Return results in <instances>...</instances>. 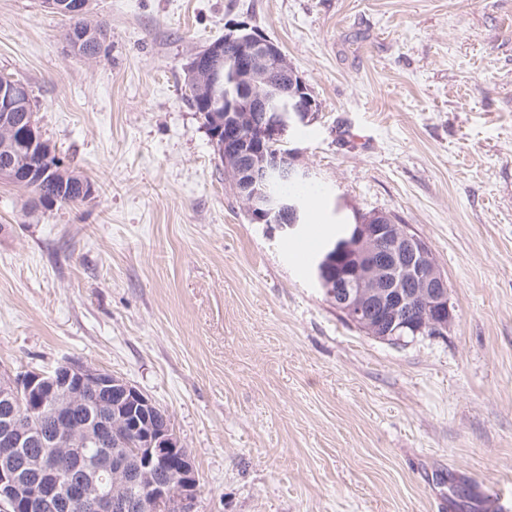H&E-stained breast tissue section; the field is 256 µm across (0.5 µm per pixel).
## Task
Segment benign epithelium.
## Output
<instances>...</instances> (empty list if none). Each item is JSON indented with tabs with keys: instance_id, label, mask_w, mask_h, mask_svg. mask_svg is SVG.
<instances>
[{
	"instance_id": "1",
	"label": "benign epithelium",
	"mask_w": 512,
	"mask_h": 512,
	"mask_svg": "<svg viewBox=\"0 0 512 512\" xmlns=\"http://www.w3.org/2000/svg\"><path fill=\"white\" fill-rule=\"evenodd\" d=\"M232 45L231 64L212 65L222 47ZM194 86L200 92L224 88V111L213 112L210 136L220 146L224 174L250 220L294 229L301 204L271 191L282 179L310 180L313 169L290 147L289 129L318 116L319 105L305 81L288 64L279 45L246 23L195 55ZM28 94L20 81L0 79V119H14L12 109ZM349 237L318 260L316 279L348 320L367 335L400 344L407 336L441 334L453 314L448 279L435 264L429 243L406 224L382 212L356 213ZM423 303L420 319L409 317L414 302ZM106 391L116 406L103 403L88 421L69 420V409L89 391ZM0 404L14 410L0 416V512H132L138 500L112 488V475L128 458L137 469L130 487H147L153 512H196L198 478L190 456L172 428L157 427L156 404L139 388L114 374L81 362L52 372L14 375L0 368ZM50 411L51 429L22 426L23 420ZM36 443L43 453L19 467L15 448ZM113 458L91 461L83 448L118 444ZM69 447L76 462L62 467L56 450Z\"/></svg>"
}]
</instances>
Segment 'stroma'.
<instances>
[{
    "label": "stroma",
    "instance_id": "1",
    "mask_svg": "<svg viewBox=\"0 0 512 512\" xmlns=\"http://www.w3.org/2000/svg\"><path fill=\"white\" fill-rule=\"evenodd\" d=\"M100 54L41 0H0V75L91 197L0 181V366L81 362L171 418L198 512H489L512 498V0H92ZM245 21L320 106L291 144L322 188L251 223L190 58ZM384 212L448 279L444 334L346 324L294 251Z\"/></svg>",
    "mask_w": 512,
    "mask_h": 512
}]
</instances>
